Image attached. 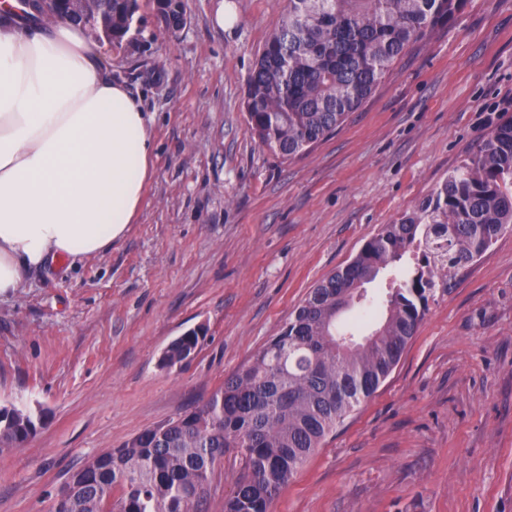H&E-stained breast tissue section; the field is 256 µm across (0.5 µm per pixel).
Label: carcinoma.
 Listing matches in <instances>:
<instances>
[{
	"mask_svg": "<svg viewBox=\"0 0 512 512\" xmlns=\"http://www.w3.org/2000/svg\"><path fill=\"white\" fill-rule=\"evenodd\" d=\"M177 31L181 0H155ZM466 0H288L259 51L244 101L248 131L283 160L339 129L395 63L463 12ZM137 0H43L40 13L102 30L119 41ZM512 226V117L418 207L385 224L347 265L320 279L281 333L224 379L200 409L147 428L74 472L51 512H201L215 463L241 471L224 512H272L278 492L345 416L369 398L415 336L436 288H451ZM412 256L388 288L366 336L336 320L367 298L365 285ZM205 340L191 329L159 360L182 365ZM36 432L33 417L0 405V454Z\"/></svg>",
	"mask_w": 512,
	"mask_h": 512,
	"instance_id": "cac0c4a2",
	"label": "carcinoma"
}]
</instances>
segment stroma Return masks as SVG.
<instances>
[{"instance_id":"1","label":"stroma","mask_w":512,"mask_h":512,"mask_svg":"<svg viewBox=\"0 0 512 512\" xmlns=\"http://www.w3.org/2000/svg\"><path fill=\"white\" fill-rule=\"evenodd\" d=\"M154 0L111 43L113 78L154 113V176L108 252L27 272L0 298V405L37 417L0 454V512H49L90 457L201 406L309 288L412 214L512 116V0H468L336 133L291 160L247 129L259 50L287 0ZM205 327L194 356L159 359ZM273 512H512V231L436 289L378 390L298 470ZM158 16H162L173 25L166 28L169 31H177L186 23L181 0H155ZM203 330L191 329L174 339L164 350L159 360L161 368L171 369L181 366L196 353L205 340Z\"/></svg>"}]
</instances>
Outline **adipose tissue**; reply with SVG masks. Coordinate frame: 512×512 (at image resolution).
Wrapping results in <instances>:
<instances>
[{
    "mask_svg": "<svg viewBox=\"0 0 512 512\" xmlns=\"http://www.w3.org/2000/svg\"><path fill=\"white\" fill-rule=\"evenodd\" d=\"M0 0V296L121 240L153 175L152 115L80 25Z\"/></svg>",
    "mask_w": 512,
    "mask_h": 512,
    "instance_id": "obj_1",
    "label": "adipose tissue"
}]
</instances>
